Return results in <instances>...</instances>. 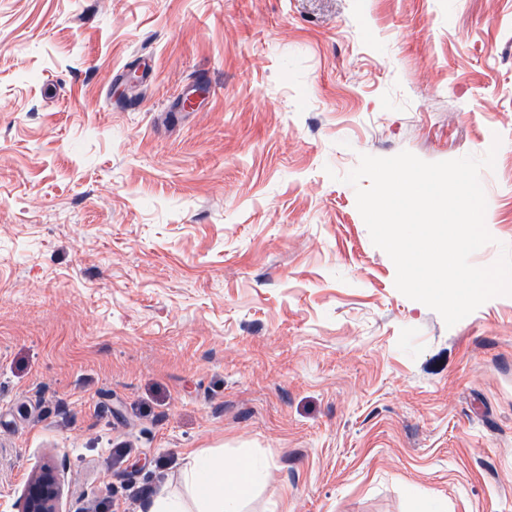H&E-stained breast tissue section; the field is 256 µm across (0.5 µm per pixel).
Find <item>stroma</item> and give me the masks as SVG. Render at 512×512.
Masks as SVG:
<instances>
[{
    "instance_id": "obj_1",
    "label": "stroma",
    "mask_w": 512,
    "mask_h": 512,
    "mask_svg": "<svg viewBox=\"0 0 512 512\" xmlns=\"http://www.w3.org/2000/svg\"><path fill=\"white\" fill-rule=\"evenodd\" d=\"M492 147L476 266L512 0H0V512L45 464L144 512L201 450L243 512H512V296L446 326L343 181Z\"/></svg>"
}]
</instances>
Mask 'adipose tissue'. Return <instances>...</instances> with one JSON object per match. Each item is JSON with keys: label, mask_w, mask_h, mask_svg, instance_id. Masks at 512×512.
Here are the masks:
<instances>
[{"label": "adipose tissue", "mask_w": 512, "mask_h": 512, "mask_svg": "<svg viewBox=\"0 0 512 512\" xmlns=\"http://www.w3.org/2000/svg\"><path fill=\"white\" fill-rule=\"evenodd\" d=\"M258 475L248 462H217L204 452L190 454L182 483L190 492L195 512H240Z\"/></svg>", "instance_id": "ef3b65f1"}]
</instances>
